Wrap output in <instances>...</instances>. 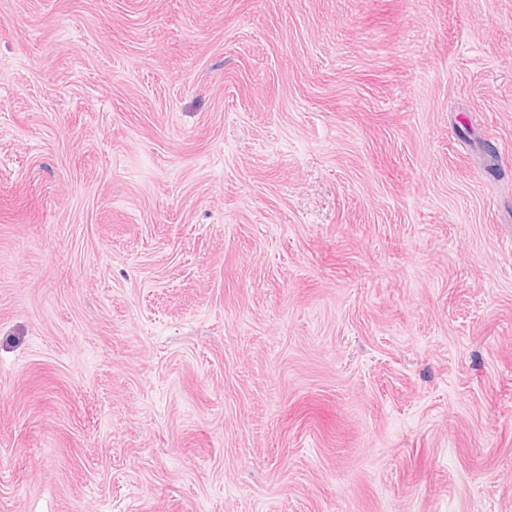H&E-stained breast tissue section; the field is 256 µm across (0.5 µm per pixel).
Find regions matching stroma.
Here are the masks:
<instances>
[{
	"mask_svg": "<svg viewBox=\"0 0 512 512\" xmlns=\"http://www.w3.org/2000/svg\"><path fill=\"white\" fill-rule=\"evenodd\" d=\"M0 512H512V0H0Z\"/></svg>",
	"mask_w": 512,
	"mask_h": 512,
	"instance_id": "35a3bbf8",
	"label": "stroma"
}]
</instances>
